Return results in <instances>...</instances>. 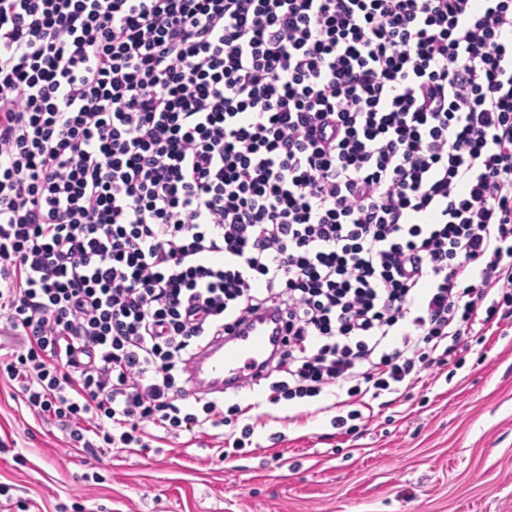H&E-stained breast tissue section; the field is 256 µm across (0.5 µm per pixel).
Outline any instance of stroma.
<instances>
[{"label": "stroma", "instance_id": "1", "mask_svg": "<svg viewBox=\"0 0 512 512\" xmlns=\"http://www.w3.org/2000/svg\"><path fill=\"white\" fill-rule=\"evenodd\" d=\"M464 365L370 403L353 432L299 400L252 403L251 448L226 429L148 428L144 447H71L0 374V512H512V322Z\"/></svg>", "mask_w": 512, "mask_h": 512}]
</instances>
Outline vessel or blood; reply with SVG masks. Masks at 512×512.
Returning a JSON list of instances; mask_svg holds the SVG:
<instances>
[{
    "label": "vessel or blood",
    "instance_id": "1",
    "mask_svg": "<svg viewBox=\"0 0 512 512\" xmlns=\"http://www.w3.org/2000/svg\"><path fill=\"white\" fill-rule=\"evenodd\" d=\"M286 334L281 314L260 311L235 327L227 337L212 340L189 361L193 390L220 394L243 386L262 373Z\"/></svg>",
    "mask_w": 512,
    "mask_h": 512
}]
</instances>
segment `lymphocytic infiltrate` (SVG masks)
Returning a JSON list of instances; mask_svg holds the SVG:
<instances>
[{
    "label": "lymphocytic infiltrate",
    "mask_w": 512,
    "mask_h": 512,
    "mask_svg": "<svg viewBox=\"0 0 512 512\" xmlns=\"http://www.w3.org/2000/svg\"><path fill=\"white\" fill-rule=\"evenodd\" d=\"M274 307L267 399H378L512 319V0H0V373L90 447Z\"/></svg>",
    "instance_id": "1"
}]
</instances>
